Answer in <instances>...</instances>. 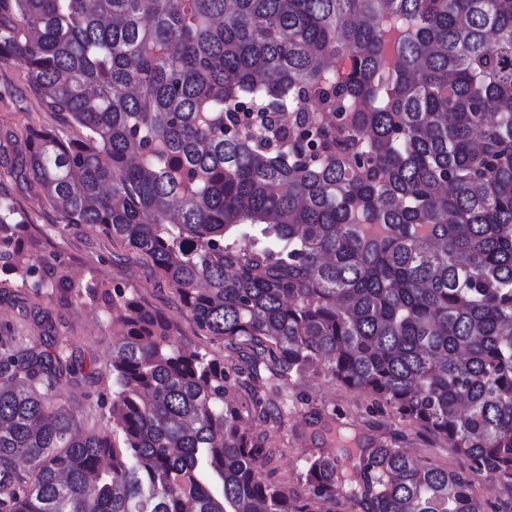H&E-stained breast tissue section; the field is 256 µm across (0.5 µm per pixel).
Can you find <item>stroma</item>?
<instances>
[{
    "label": "stroma",
    "instance_id": "1",
    "mask_svg": "<svg viewBox=\"0 0 512 512\" xmlns=\"http://www.w3.org/2000/svg\"><path fill=\"white\" fill-rule=\"evenodd\" d=\"M54 118L26 84L21 62L0 65V184L10 188L29 232L83 276L120 286L149 308L174 320L182 340L209 351L226 366L241 365L239 352L222 340L204 335L182 310L177 290L133 248L112 242L100 227L58 223L41 189L16 178L26 154L29 129L53 124ZM13 326L37 349L55 352L65 341L69 353L91 368V378L59 380L56 390L70 401L86 428L108 431L101 404L112 395V325L107 314L59 302L47 289L21 288L0 275V328ZM281 421L256 420L254 433L274 452L264 471L280 486L303 492L299 479L307 453L329 448L332 427L369 447L402 448L428 463L451 470L464 468L462 457L418 425L369 394L315 375L289 382L281 398Z\"/></svg>",
    "mask_w": 512,
    "mask_h": 512
}]
</instances>
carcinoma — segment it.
<instances>
[{
    "instance_id": "1",
    "label": "carcinoma",
    "mask_w": 512,
    "mask_h": 512,
    "mask_svg": "<svg viewBox=\"0 0 512 512\" xmlns=\"http://www.w3.org/2000/svg\"><path fill=\"white\" fill-rule=\"evenodd\" d=\"M62 126L23 179L179 292L246 368L82 283L0 186V272L117 309L112 431L55 391L84 366L0 336V512H512V0H0V64ZM323 374L440 436L468 471L336 431L301 496L263 478L239 386ZM474 491L480 498L492 503L510 501L511 498L509 492L498 481L484 476L474 481Z\"/></svg>"
}]
</instances>
